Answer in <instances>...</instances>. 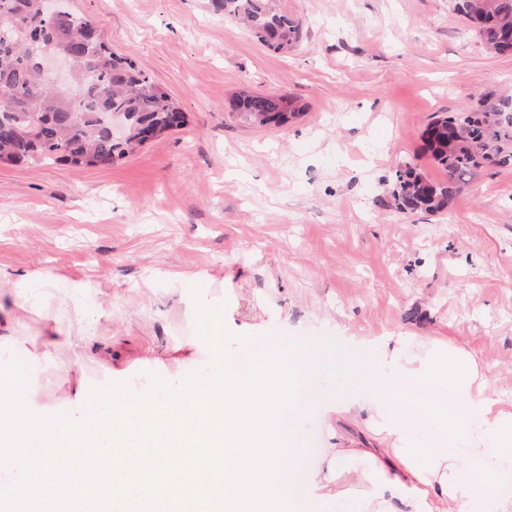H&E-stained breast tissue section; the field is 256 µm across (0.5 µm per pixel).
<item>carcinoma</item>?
I'll use <instances>...</instances> for the list:
<instances>
[{"mask_svg":"<svg viewBox=\"0 0 512 512\" xmlns=\"http://www.w3.org/2000/svg\"><path fill=\"white\" fill-rule=\"evenodd\" d=\"M43 4L5 3L25 28L0 35V160L111 166L143 145L146 129L163 131L185 116L147 72L108 47L93 20L74 12L59 26L46 28ZM214 6L224 17L244 22L252 38L274 52L301 39L300 22L281 11L277 0H214ZM455 7L488 52L512 55V0H457ZM46 46L76 58L63 94L39 67V49ZM230 103V111L260 126L284 125L299 114L285 96L242 91ZM111 113L124 117L120 139L112 137L104 121ZM509 113L512 95L491 91L430 122L421 135L424 150L446 179L431 182L411 164L399 166L392 191L397 208L444 214L479 171L512 162Z\"/></svg>","mask_w":512,"mask_h":512,"instance_id":"1","label":"carcinoma"}]
</instances>
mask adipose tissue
<instances>
[{"label":"adipose tissue","mask_w":512,"mask_h":512,"mask_svg":"<svg viewBox=\"0 0 512 512\" xmlns=\"http://www.w3.org/2000/svg\"><path fill=\"white\" fill-rule=\"evenodd\" d=\"M160 271L144 287L165 286L186 305L198 356L191 376H174L137 394L98 393L109 414L73 418L66 441L34 453L32 435L49 415L37 378L48 367L72 374L71 406L89 397L74 364L57 361L61 345L79 341L83 355L112 363L98 326L112 309L98 283L35 269H0V325L30 336L13 348V371L0 377V468L13 472L9 512H58L82 494L83 512H512V408L487 393L477 360L447 339L411 345L391 336L353 347L346 336H293L254 370L230 373L225 347L239 328L225 302L211 294L214 278L179 279ZM410 373L448 391L447 404L394 388ZM339 413L380 429L388 448H357L337 436L314 467L303 466L304 444L284 416ZM437 428L455 452L410 444L405 423Z\"/></svg>","instance_id":"adipose-tissue-1"}]
</instances>
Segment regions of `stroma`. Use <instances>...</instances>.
<instances>
[{"label": "stroma", "instance_id": "35a3bbf8", "mask_svg": "<svg viewBox=\"0 0 512 512\" xmlns=\"http://www.w3.org/2000/svg\"><path fill=\"white\" fill-rule=\"evenodd\" d=\"M454 5L280 0L303 36L276 53L211 0H71L187 116L112 166L0 163V267L97 280L112 305L100 331L124 377L58 352L80 361L89 394L190 372L161 349L191 340V319L157 313L163 295L142 287L165 270L224 278L215 294L236 299L241 327L233 368L266 354L279 310L292 335L446 337L512 404V165L485 170L447 214L401 212L391 196L404 162L444 179L421 139L434 114L512 88V56L488 54ZM244 88L303 114L254 126L227 110ZM300 426L317 458L335 445L331 426L382 443L343 415Z\"/></svg>", "mask_w": 512, "mask_h": 512}]
</instances>
